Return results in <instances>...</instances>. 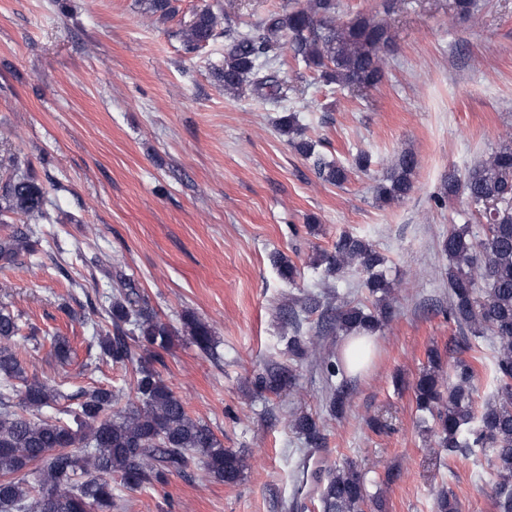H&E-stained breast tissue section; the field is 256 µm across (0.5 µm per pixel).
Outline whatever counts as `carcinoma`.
<instances>
[{
  "instance_id": "cac0c4a2",
  "label": "carcinoma",
  "mask_w": 512,
  "mask_h": 512,
  "mask_svg": "<svg viewBox=\"0 0 512 512\" xmlns=\"http://www.w3.org/2000/svg\"><path fill=\"white\" fill-rule=\"evenodd\" d=\"M336 0H308L303 8L271 11L255 30L220 28L210 7L195 13L181 31L184 44L195 49L224 38V65L214 73L224 91L237 93L247 86L259 98L276 101L286 95L277 72H264L257 60H273L290 41L294 55L314 69L321 80L340 88L369 87L383 73L384 53L391 45L387 28L365 17L336 24ZM279 131L307 158L313 159L318 177L340 186L348 169L316 152L301 139L297 113L278 120ZM414 155L403 153L378 184L382 203L400 199L413 190ZM11 171L0 190V222L9 214L40 219L45 215V192L19 162L11 158ZM444 191L460 193L486 223L479 231L470 224L448 230L442 250L448 258V321L464 340L492 336L498 341L495 361L496 389L492 399L476 409L473 399L474 368L466 360L454 361L448 392L440 381L441 353L428 351L429 368L416 380L413 392L418 410L432 420L438 447L448 454H466L476 448L490 451L488 466L496 480L491 484L499 512H512V149L503 148L477 163L461 178L448 175ZM31 229H16L0 238V261L11 263L33 250ZM330 275L351 268L365 275L364 287L375 297L372 309L343 305L321 315L322 321L348 336L375 333L389 317L385 303L390 282L380 271L385 258L368 241L343 235L334 252L319 255ZM282 278L298 275L294 263L283 255L273 258ZM113 333L99 338L104 355L115 363L132 361L134 348L158 353L172 342V331L153 309L121 278L108 311ZM197 346L208 352L212 331L206 323L189 317L185 322ZM17 318L0 310V512H112V476L127 488L164 484L167 475L184 473L195 459L213 478L236 483L244 468L242 455L223 442L206 424L193 419L183 400L160 374L142 365L134 381L138 404L120 405L111 390L94 388L74 396L67 410L73 424L52 419H32L60 397L49 383L28 378L11 350L17 336ZM20 381L17 387L14 381ZM296 428L314 445L321 442L316 419L302 416ZM368 494L363 472L345 463L327 472L320 494L322 512H365ZM435 512H460L458 500L446 491L434 503Z\"/></svg>"
}]
</instances>
